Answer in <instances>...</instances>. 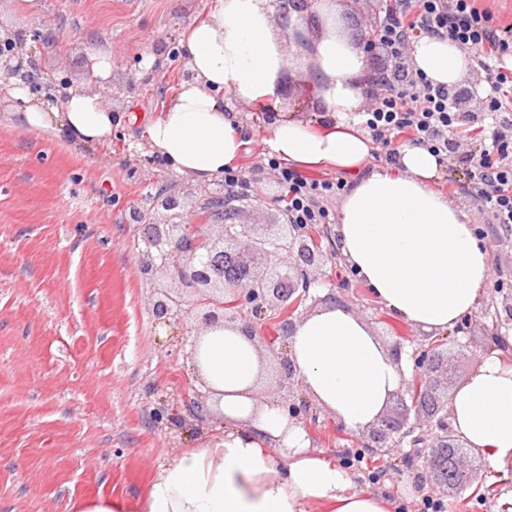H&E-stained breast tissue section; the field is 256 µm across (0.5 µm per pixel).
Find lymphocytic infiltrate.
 Returning a JSON list of instances; mask_svg holds the SVG:
<instances>
[{
    "label": "lymphocytic infiltrate",
    "instance_id": "1",
    "mask_svg": "<svg viewBox=\"0 0 512 512\" xmlns=\"http://www.w3.org/2000/svg\"><path fill=\"white\" fill-rule=\"evenodd\" d=\"M417 30L448 35L470 53L490 87L482 113L462 110L466 96L462 88L433 84L413 68L409 44ZM374 37L388 50L395 69L383 77V93L374 96L364 109V128L373 140L385 145L393 135L407 134L440 158L458 156L485 201L481 223L512 224V77L496 65L497 58L512 55V23L495 24L478 0H401L399 13L388 15ZM482 115L496 120L490 145L457 155L454 132L476 123ZM268 165L288 189L284 209L289 223L312 226L333 222L323 201L340 194L342 181L304 177L274 157Z\"/></svg>",
    "mask_w": 512,
    "mask_h": 512
}]
</instances>
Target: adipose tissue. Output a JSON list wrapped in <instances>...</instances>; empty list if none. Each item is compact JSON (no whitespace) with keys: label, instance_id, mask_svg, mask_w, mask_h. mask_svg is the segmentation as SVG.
Here are the masks:
<instances>
[{"label":"adipose tissue","instance_id":"obj_1","mask_svg":"<svg viewBox=\"0 0 512 512\" xmlns=\"http://www.w3.org/2000/svg\"><path fill=\"white\" fill-rule=\"evenodd\" d=\"M338 0H318V36L308 81L317 111L277 113L270 153L302 171L333 168L349 177L336 226V250L376 300L412 327L443 334L471 315L491 275V258L469 216L436 190L441 165L425 148L398 150V172H366L369 136L359 129L365 103L361 78L369 62L337 25ZM182 47L190 73L148 125L154 152L195 180L236 166L246 128L224 109L235 100L279 103L293 75L274 27L273 0H211L191 21ZM91 76L56 104L18 82L0 81V98L18 102L28 130L67 134L96 146L112 138L114 114L100 88L112 76L111 53L88 48ZM416 69L436 84H457L469 54L444 35L411 45ZM288 356L306 396L351 433L377 424L412 362L393 356L367 321L329 299L298 319ZM189 364L211 391L224 434L184 451L160 468L137 512H389L379 494L360 488L346 470L313 448L308 431L272 400L257 395L260 350L240 324L205 328ZM451 421L471 448L492 463L512 461V337L448 396Z\"/></svg>","mask_w":512,"mask_h":512}]
</instances>
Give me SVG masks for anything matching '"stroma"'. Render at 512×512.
<instances>
[{"instance_id": "stroma-1", "label": "stroma", "mask_w": 512, "mask_h": 512, "mask_svg": "<svg viewBox=\"0 0 512 512\" xmlns=\"http://www.w3.org/2000/svg\"><path fill=\"white\" fill-rule=\"evenodd\" d=\"M209 0H0V30L38 28L47 66L67 47L55 81L79 86L95 45L111 50L117 126L107 145L83 147L67 135L47 136L17 125L14 104H0V512H68L70 500L98 495L136 504L160 466L219 436L216 421L170 415L201 382L188 365L194 336L186 324L152 316V292L139 272L142 230L133 211L149 212L161 190L186 193L194 210L223 192L224 181L194 182L152 155L146 127L184 81V26ZM340 24L355 44L372 38L396 0H341ZM284 33L298 74L283 109H310L316 100L303 71L313 64L312 39ZM154 57L144 66L145 57ZM250 130L238 164L252 190L236 204L245 224H266L283 210L287 189L267 164L269 107L232 102ZM439 188L470 217L481 199L465 167L445 162ZM492 279L512 275V226L481 224ZM337 301L381 332L387 310L370 288L333 256L321 266ZM468 346L442 339L448 384L471 372L490 345L491 318L473 313ZM314 448L351 462L361 487H376L393 512H417L422 500L399 452L358 451L331 417L307 423ZM464 487L443 496L446 512H512V464L468 455Z\"/></svg>"}]
</instances>
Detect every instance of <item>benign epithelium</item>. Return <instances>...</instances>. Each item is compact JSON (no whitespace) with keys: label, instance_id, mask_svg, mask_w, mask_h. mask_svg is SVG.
Wrapping results in <instances>:
<instances>
[{"label":"benign epithelium","instance_id":"benign-epithelium-1","mask_svg":"<svg viewBox=\"0 0 512 512\" xmlns=\"http://www.w3.org/2000/svg\"><path fill=\"white\" fill-rule=\"evenodd\" d=\"M46 40L39 29L1 35L0 71L5 78L22 82L32 92L51 89L45 82L43 58L26 48L29 41L41 45ZM229 199L223 194L210 197L208 206L188 225L183 197L160 192L151 216L135 217L134 223L143 226L139 271L154 292L152 314L165 325L190 316L201 317L208 327L240 321L250 337L257 333L259 322L267 320L275 325L269 343L284 340L298 319V308L309 299L317 301L311 287L318 278L310 269L323 260V250L305 224L232 223L239 208ZM216 222L222 228L218 235L211 232ZM174 254L179 260L171 264ZM494 292L497 298L488 307L495 314L491 340L496 348L506 340L501 328L512 330V284L500 278ZM278 360L279 387L287 397L277 405L301 421L310 406L293 399L299 381L286 353ZM412 360V379L403 385L411 395L415 421L409 422L406 416L384 417L378 426L361 433L357 444L379 454L401 450L417 492L429 481L446 488L459 486L466 479L463 451L468 445L454 432L448 402L440 395L441 374L448 372L444 354L433 344H422L413 351ZM188 411L194 420L206 421L207 394L197 393Z\"/></svg>","mask_w":512,"mask_h":512}]
</instances>
